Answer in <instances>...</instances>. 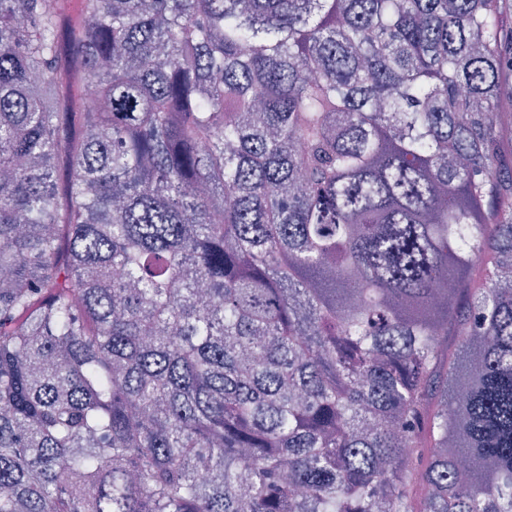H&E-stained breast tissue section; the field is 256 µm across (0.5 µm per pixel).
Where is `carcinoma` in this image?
Masks as SVG:
<instances>
[{
	"label": "carcinoma",
	"instance_id": "carcinoma-1",
	"mask_svg": "<svg viewBox=\"0 0 512 512\" xmlns=\"http://www.w3.org/2000/svg\"><path fill=\"white\" fill-rule=\"evenodd\" d=\"M508 115L512 0H0V512H512Z\"/></svg>",
	"mask_w": 512,
	"mask_h": 512
}]
</instances>
